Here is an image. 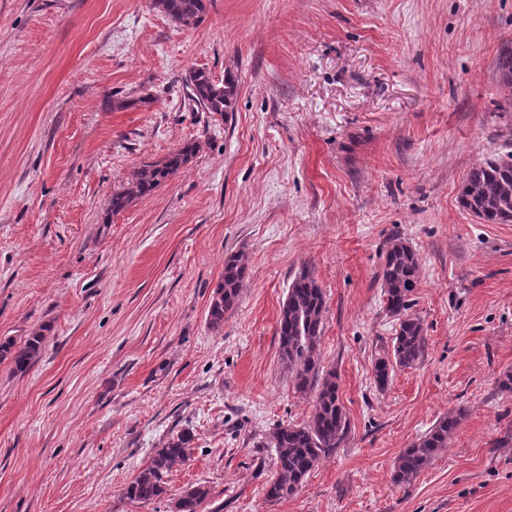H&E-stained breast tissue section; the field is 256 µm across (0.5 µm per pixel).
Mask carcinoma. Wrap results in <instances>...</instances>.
Segmentation results:
<instances>
[{"instance_id":"obj_1","label":"carcinoma","mask_w":512,"mask_h":512,"mask_svg":"<svg viewBox=\"0 0 512 512\" xmlns=\"http://www.w3.org/2000/svg\"><path fill=\"white\" fill-rule=\"evenodd\" d=\"M152 6L183 27H195L205 12V0H152ZM496 68L501 82L512 87V48L502 49ZM189 99L207 112L220 116L228 111L236 95L235 79L227 75L215 82L204 69H192L186 76ZM198 145L188 142L163 160L146 163L134 173L127 186L112 194L109 202L114 214L124 211L134 200L147 196L185 168ZM461 205L477 218L490 224L512 223V153L491 157L474 165L466 174L460 196ZM247 272V256L229 255L224 260V276L211 299L207 322L211 329L224 327L225 315L232 311ZM420 261L412 247L398 237L392 238L379 273L386 310L399 317V329L393 343V359L374 362V381L385 387L394 368L414 366L424 355L427 336L420 318L407 314L410 295L417 287ZM325 312L324 295L306 268L295 276L282 304L278 322L280 357L292 373L297 392L314 394V412L305 425L279 426L272 433L268 447L276 451V471L267 482L265 497L279 501L295 495L308 474L322 458L332 454L344 442L348 422L339 398L336 371L326 369L319 353ZM45 336L36 333L21 342L7 339L0 343V355L11 359L14 370L23 373L41 352ZM462 414L448 413L422 438L412 443L397 459L394 480L411 483L430 464L457 429ZM192 436L186 432L169 438L154 452L125 490L128 499L148 503L167 493L166 477L173 467L190 461ZM209 490L204 485L184 489L177 502V512H201Z\"/></svg>"}]
</instances>
